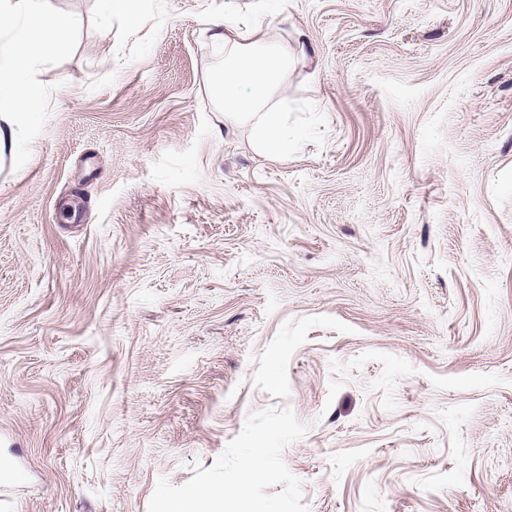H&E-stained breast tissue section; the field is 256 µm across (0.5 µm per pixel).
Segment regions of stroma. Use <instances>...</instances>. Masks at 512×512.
<instances>
[{
  "mask_svg": "<svg viewBox=\"0 0 512 512\" xmlns=\"http://www.w3.org/2000/svg\"><path fill=\"white\" fill-rule=\"evenodd\" d=\"M46 5L81 24L0 144V512H512V0ZM256 18L279 155L212 94Z\"/></svg>",
  "mask_w": 512,
  "mask_h": 512,
  "instance_id": "1",
  "label": "stroma"
}]
</instances>
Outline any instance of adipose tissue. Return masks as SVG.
<instances>
[{"label":"adipose tissue","mask_w":512,"mask_h":512,"mask_svg":"<svg viewBox=\"0 0 512 512\" xmlns=\"http://www.w3.org/2000/svg\"><path fill=\"white\" fill-rule=\"evenodd\" d=\"M79 24L78 17H55L33 0H5L0 5V32H9L10 38L0 55V99L9 100L15 110L24 109L29 92L20 75L34 63L37 48L49 36L53 50L66 51V33ZM212 40L224 53V71L213 84V94L225 118L252 127L262 149L283 151L285 103L275 94L293 62L292 49L264 37L258 23L215 31Z\"/></svg>","instance_id":"1"}]
</instances>
